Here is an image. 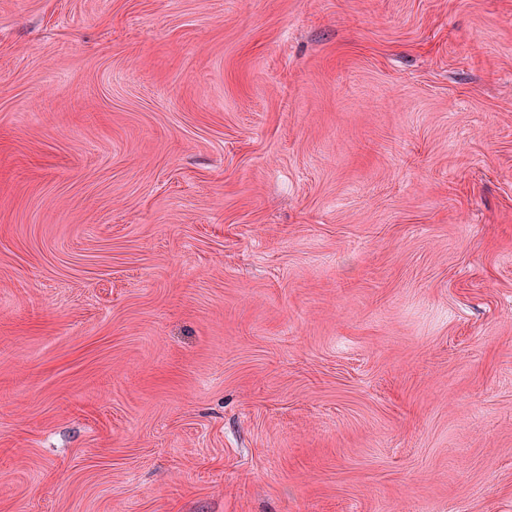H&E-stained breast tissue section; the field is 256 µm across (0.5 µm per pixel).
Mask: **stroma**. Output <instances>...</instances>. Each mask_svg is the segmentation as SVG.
Segmentation results:
<instances>
[{
  "label": "stroma",
  "instance_id": "1",
  "mask_svg": "<svg viewBox=\"0 0 512 512\" xmlns=\"http://www.w3.org/2000/svg\"><path fill=\"white\" fill-rule=\"evenodd\" d=\"M0 512H512V0H0Z\"/></svg>",
  "mask_w": 512,
  "mask_h": 512
}]
</instances>
